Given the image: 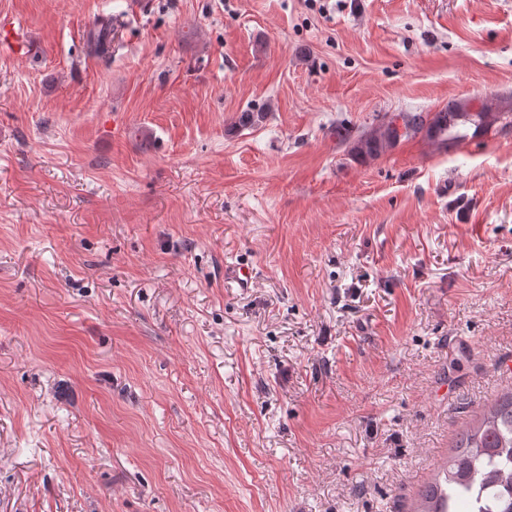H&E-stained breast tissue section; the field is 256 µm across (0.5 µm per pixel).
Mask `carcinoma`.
Listing matches in <instances>:
<instances>
[{"label":"carcinoma","instance_id":"obj_1","mask_svg":"<svg viewBox=\"0 0 512 512\" xmlns=\"http://www.w3.org/2000/svg\"><path fill=\"white\" fill-rule=\"evenodd\" d=\"M124 22L110 18L102 30L90 36L89 48L106 60L112 40ZM403 133L382 122L358 142L359 151L376 155L401 138L421 132L441 146L467 138L468 125L487 128L498 116L495 106L481 102L477 109L453 102L431 115L404 114ZM416 512H512V393H505L486 411L477 424L462 431L454 453L419 495Z\"/></svg>","mask_w":512,"mask_h":512}]
</instances>
